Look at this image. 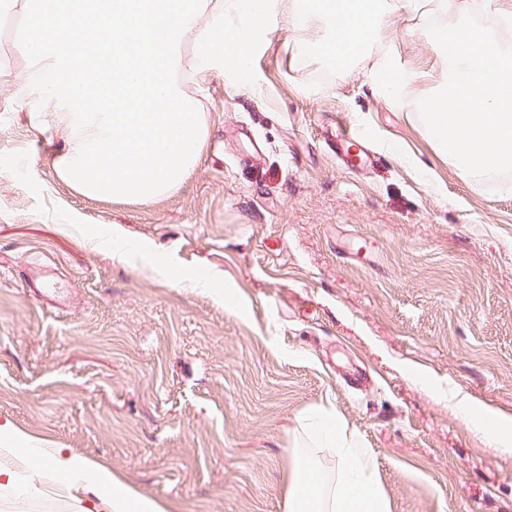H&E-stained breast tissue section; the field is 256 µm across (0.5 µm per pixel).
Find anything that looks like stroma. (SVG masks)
Masks as SVG:
<instances>
[{"instance_id":"obj_1","label":"stroma","mask_w":512,"mask_h":512,"mask_svg":"<svg viewBox=\"0 0 512 512\" xmlns=\"http://www.w3.org/2000/svg\"><path fill=\"white\" fill-rule=\"evenodd\" d=\"M21 0H0V427L90 459L167 512H283L310 410L333 405L390 512H512V449L464 415L512 417V176L441 156L420 98L440 71L429 13L401 15L344 67L272 15L257 82L179 75L210 135L174 194L118 202L57 174L68 145L36 111ZM421 81L388 93L383 60ZM354 128L351 166L332 133ZM72 293L53 304L31 267ZM224 289L216 301L211 280ZM24 480L0 512H82Z\"/></svg>"}]
</instances>
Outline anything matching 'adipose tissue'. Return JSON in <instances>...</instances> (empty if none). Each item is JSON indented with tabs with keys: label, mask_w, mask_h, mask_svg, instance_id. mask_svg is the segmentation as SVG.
Segmentation results:
<instances>
[{
	"label": "adipose tissue",
	"mask_w": 512,
	"mask_h": 512,
	"mask_svg": "<svg viewBox=\"0 0 512 512\" xmlns=\"http://www.w3.org/2000/svg\"><path fill=\"white\" fill-rule=\"evenodd\" d=\"M432 14L460 16L482 11L494 13L512 25V0H428ZM291 24L299 31L316 30L320 37L307 49L344 66L361 55L379 33L389 28L398 15L415 10L418 0H292ZM307 424L329 447L337 451L338 483L326 486L307 457L295 460L288 478L283 512H390L389 503L373 474V460L350 443L345 423L335 408H319ZM30 465L48 469L66 487L92 493L85 512H164L162 506L142 497L121 478L89 460L55 450L42 461L36 448L23 449Z\"/></svg>",
	"instance_id": "1"
}]
</instances>
